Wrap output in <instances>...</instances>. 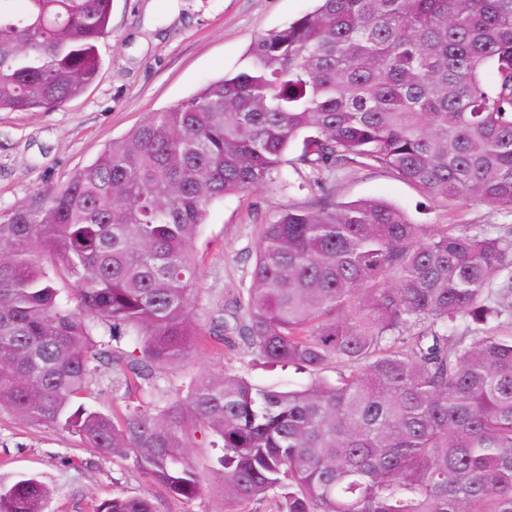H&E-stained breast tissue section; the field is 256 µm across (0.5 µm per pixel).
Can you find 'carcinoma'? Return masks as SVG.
I'll return each instance as SVG.
<instances>
[{
  "mask_svg": "<svg viewBox=\"0 0 512 512\" xmlns=\"http://www.w3.org/2000/svg\"><path fill=\"white\" fill-rule=\"evenodd\" d=\"M111 12L112 0H0V112L81 96ZM246 59L0 222V409L185 502L204 490L186 448L206 432L227 501L512 512V334L490 325L512 313V226L415 224L384 200L336 202L323 177L378 167L443 207L512 212V0H317ZM302 134L296 164L319 198L261 225L239 313L200 326L209 207L275 185ZM100 326L134 344L119 352L127 384L235 337L312 380L284 391L226 368L116 420L75 405L116 357ZM49 494L34 476L0 483V512H46ZM96 512L156 510L117 495Z\"/></svg>",
  "mask_w": 512,
  "mask_h": 512,
  "instance_id": "obj_1",
  "label": "carcinoma"
}]
</instances>
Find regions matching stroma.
<instances>
[{
	"instance_id": "obj_1",
	"label": "stroma",
	"mask_w": 512,
	"mask_h": 512,
	"mask_svg": "<svg viewBox=\"0 0 512 512\" xmlns=\"http://www.w3.org/2000/svg\"><path fill=\"white\" fill-rule=\"evenodd\" d=\"M314 0H112L110 32L97 44L102 65L85 93L47 112H0V221L21 208L41 204L44 190L64 184L103 146L121 137L149 113L184 99L209 80L239 69L245 50L261 34L309 12ZM294 142L282 175L288 193L271 187L214 202L195 243L198 285L193 312L200 324L231 315L246 288L261 224L288 205L309 200L306 170L291 161L302 151ZM330 184L337 200H385L417 224L512 225V213L473 200L443 208L416 186L378 168L336 173ZM232 368L260 385L283 390L307 385L308 373L252 363L242 347L223 353L195 351L174 369L127 390L115 365H102L83 397L106 414L121 415L137 401L173 397L191 378ZM189 454L209 478L190 502L170 497L131 463L103 457L65 430L33 425L0 411V481L35 476L50 488L47 512H92L94 505L122 494L147 496L158 512H226L222 483L213 478L220 449L207 436L191 440Z\"/></svg>"
}]
</instances>
